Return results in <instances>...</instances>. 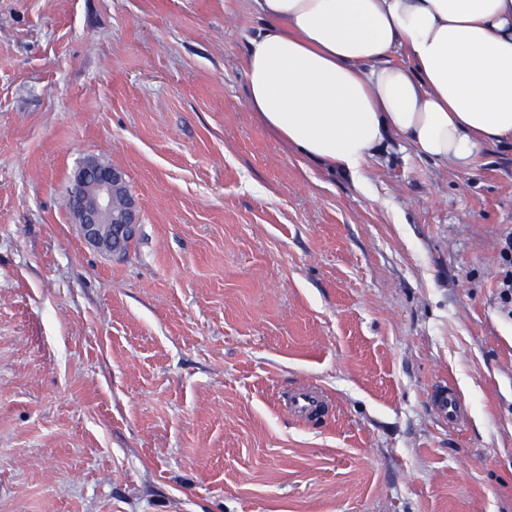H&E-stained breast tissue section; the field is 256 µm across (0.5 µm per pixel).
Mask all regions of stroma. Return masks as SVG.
Listing matches in <instances>:
<instances>
[{
  "label": "stroma",
  "mask_w": 512,
  "mask_h": 512,
  "mask_svg": "<svg viewBox=\"0 0 512 512\" xmlns=\"http://www.w3.org/2000/svg\"><path fill=\"white\" fill-rule=\"evenodd\" d=\"M257 24L0 0V512H512V148L301 158L247 107ZM103 156L117 257L65 205ZM100 163L89 158L75 170L69 189L72 209L69 195L66 205L89 246L121 255L138 226L137 204L127 192L125 173ZM289 412L313 417L321 411V400L316 391L310 388H302L296 391L289 402ZM442 412L448 417V424L458 425L463 419V405L458 395L451 389L444 392L439 400Z\"/></svg>",
  "instance_id": "35a3bbf8"
}]
</instances>
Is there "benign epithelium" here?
<instances>
[{
  "mask_svg": "<svg viewBox=\"0 0 512 512\" xmlns=\"http://www.w3.org/2000/svg\"><path fill=\"white\" fill-rule=\"evenodd\" d=\"M69 195L84 241L102 253H125V243L138 224L137 204L127 192L125 173L89 158L75 170Z\"/></svg>",
  "mask_w": 512,
  "mask_h": 512,
  "instance_id": "1",
  "label": "benign epithelium"
}]
</instances>
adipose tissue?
<instances>
[{
	"label": "adipose tissue",
	"instance_id": "obj_1",
	"mask_svg": "<svg viewBox=\"0 0 512 512\" xmlns=\"http://www.w3.org/2000/svg\"><path fill=\"white\" fill-rule=\"evenodd\" d=\"M247 105L358 172L399 138L440 166L512 144V0H253Z\"/></svg>",
	"mask_w": 512,
	"mask_h": 512
}]
</instances>
